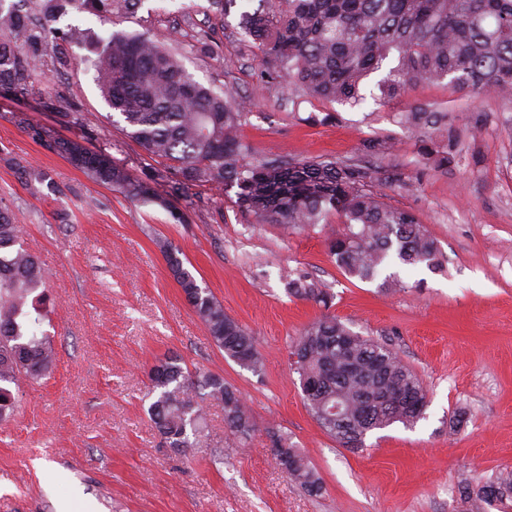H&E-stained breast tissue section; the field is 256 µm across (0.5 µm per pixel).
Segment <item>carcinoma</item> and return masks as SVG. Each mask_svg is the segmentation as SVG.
<instances>
[{"label": "carcinoma", "mask_w": 512, "mask_h": 512, "mask_svg": "<svg viewBox=\"0 0 512 512\" xmlns=\"http://www.w3.org/2000/svg\"><path fill=\"white\" fill-rule=\"evenodd\" d=\"M141 0H0V90L26 96L42 78V46L58 39L54 23L68 9L83 10L105 23L134 12ZM239 27L258 51L263 77L285 78L313 99L360 105L404 95L417 84L444 80L461 88L512 99V0H253ZM89 65L103 100L130 138L148 155L174 164L180 178L168 195L190 197L204 183L235 190L236 204L259 224L327 230L330 254L346 274L362 281L399 283L392 266L439 271L445 262L437 241L414 213L384 201L372 186L374 160L392 154L389 137L363 144V157L254 160L239 137L249 101L232 90L217 93L189 77L168 48L146 32L113 31L91 40ZM388 69L367 89L373 74ZM398 123L417 146L418 164L433 170L477 164L479 153L462 154L460 133L448 112L419 105ZM34 138L95 182L133 201L166 206L157 178L132 176L105 153L89 154L76 141H59L42 128ZM336 216L342 231L329 228ZM159 249L212 343L255 373L262 358L253 336L202 288L168 241ZM48 275L23 241V225L0 208V421L14 415L13 389L23 380L49 374L56 352L41 330L47 318ZM290 295L328 304V293L301 272L288 280ZM293 366L304 402L319 426L340 446L365 447L367 436L423 415L422 380L385 342L362 336L340 319L324 316L304 327L293 345ZM150 419L171 451L187 455L202 430L203 405L224 408L229 435L246 440L255 422L246 401L224 378L192 372L168 357L149 371ZM276 463L309 492L322 482L288 435L271 434ZM470 512L512 501V474L463 491Z\"/></svg>", "instance_id": "carcinoma-1"}]
</instances>
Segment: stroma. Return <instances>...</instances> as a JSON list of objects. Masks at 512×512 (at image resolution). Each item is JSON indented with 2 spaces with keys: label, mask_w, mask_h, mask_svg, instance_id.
<instances>
[{
  "label": "stroma",
  "mask_w": 512,
  "mask_h": 512,
  "mask_svg": "<svg viewBox=\"0 0 512 512\" xmlns=\"http://www.w3.org/2000/svg\"><path fill=\"white\" fill-rule=\"evenodd\" d=\"M210 3L142 0L113 27L149 32L177 49L194 79L247 97L240 135L257 156L355 158L367 138L396 139L391 161L402 179L390 187L378 172L375 188L426 225L445 267L401 271V286L384 293L337 267L325 233L256 223L233 192L197 187L192 201H177L179 221L43 149L29 127L109 154L136 177H178L111 122L92 73L65 65L77 40L110 27L87 12L69 14L68 36L44 51L48 95L0 93V207L23 225L49 274L44 328L57 351L52 374L22 383L16 415L0 423V512H468L461 487L512 471V100L443 82L350 107L265 85L238 16H220ZM415 104L443 108L462 128L489 115L471 143L480 163L422 169L395 121ZM20 164L46 181L26 184ZM160 239L255 337L261 372L214 346ZM297 271L329 288L328 304L288 294ZM326 315L391 344L420 376L428 407L413 427L377 431L354 453L310 415L291 351L302 329ZM173 356L224 377L245 398L256 424L246 442L227 436L224 410L212 406L188 458L163 447L146 387L150 367ZM273 431L287 433L316 469L319 493L275 464Z\"/></svg>",
  "instance_id": "obj_1"
}]
</instances>
